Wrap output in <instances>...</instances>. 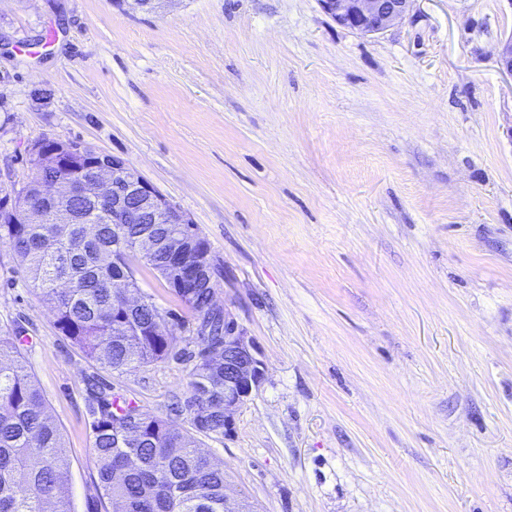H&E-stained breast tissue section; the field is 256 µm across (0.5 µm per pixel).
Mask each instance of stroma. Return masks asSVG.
Listing matches in <instances>:
<instances>
[{"mask_svg":"<svg viewBox=\"0 0 512 512\" xmlns=\"http://www.w3.org/2000/svg\"><path fill=\"white\" fill-rule=\"evenodd\" d=\"M510 35L512 0H415L376 35L317 0H0V196L69 139L190 216L266 366L233 434L197 437L254 512H512ZM17 328L73 512H112L88 382L191 431V332L110 370L0 241Z\"/></svg>","mask_w":512,"mask_h":512,"instance_id":"1","label":"stroma"}]
</instances>
